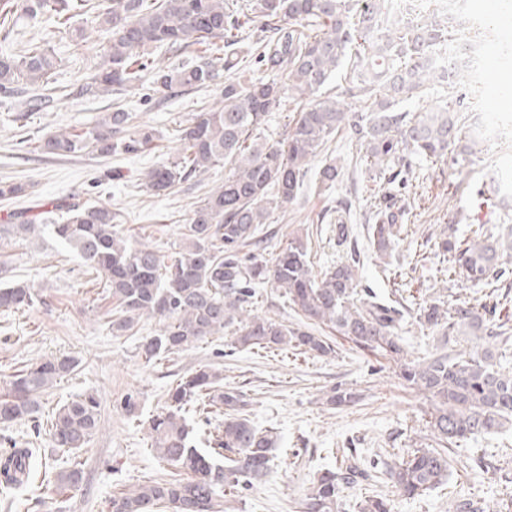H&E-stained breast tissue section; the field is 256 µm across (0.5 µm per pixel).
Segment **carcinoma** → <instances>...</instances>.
Returning <instances> with one entry per match:
<instances>
[{
	"label": "carcinoma",
	"mask_w": 512,
	"mask_h": 512,
	"mask_svg": "<svg viewBox=\"0 0 512 512\" xmlns=\"http://www.w3.org/2000/svg\"><path fill=\"white\" fill-rule=\"evenodd\" d=\"M30 18L56 19L66 25L76 15L94 13L109 36L107 58L91 82L69 90L70 96L104 93L140 86L146 72L152 85L201 88L224 71L219 105L194 114L180 136L181 152L146 176L147 188L172 192L196 173L218 163L229 166L224 183L194 208L184 226L179 256L166 266L148 245L130 242L119 212L74 196L50 202L51 208L32 219L0 223V247L49 233L75 253L81 264L104 280L115 300L108 325L112 334L131 330L136 321L153 316L159 332L142 339L140 353L148 361L192 347L224 328L239 324L235 343L251 348L288 345L320 356L334 352L314 331L246 315L256 285L270 283L284 290L288 301L307 319L331 327L357 346L382 351L401 361V375L435 399L432 428L442 442H457L499 431L512 419V362L494 357L491 343L512 347L508 326L499 321L498 304L463 302L451 312L433 303L420 308L418 322L443 336V348L423 362L404 361L398 336L401 311L362 286L357 255L321 275L313 272L308 250L299 236L289 240L272 261L244 249L266 237L270 215L293 202L303 184L305 168L319 148L345 132L365 142V159L375 177L406 187L417 165L453 155L455 113L465 96L415 114L405 106L430 92V83L454 89L460 70L440 73L432 60L452 57L448 48L454 29L448 11L417 16L407 10L396 19L392 0H254L240 15L225 0H0V29L10 34L17 11ZM249 27L254 64L269 79L245 82L233 76L241 62L234 32ZM215 53L209 61L185 63L175 71L156 69L145 52L181 53L192 46ZM57 60L46 42L20 52L0 49V92L20 84L49 90L54 86ZM352 75L343 94L366 104L347 112L340 100L325 92L341 68ZM313 97L277 141L256 135L270 113L285 107L287 96ZM133 116L118 107L104 112L82 132H49L38 149L56 155L95 153L99 156L138 153L157 139L149 126H135ZM340 175L329 163L319 173V190L332 187ZM401 212L385 204L370 232L374 246L385 252L397 236ZM453 253L459 276L470 283L499 280L509 274L501 262L500 245L473 238L460 247L444 240ZM39 294L25 281L0 288V308L32 307ZM459 336L487 343L456 353L446 345ZM77 361L54 357L12 375L0 393V424L27 421L38 411L42 395L69 375ZM220 375L204 366L184 377L167 394L166 406L148 425L154 447L168 462L190 474L187 479H160L112 496V512H221L224 492L234 494L262 480L270 469L278 435L256 427L245 414L243 391L218 385ZM224 425L197 446L190 415L221 410ZM101 420L93 392L59 407L50 418L48 444L61 468L44 471V481L76 491L84 481L75 454L86 447ZM36 448L0 453V492L8 495L34 476ZM392 487L409 498L448 482V451L417 448L410 454L381 461ZM372 470L353 453L339 464L320 470L303 499L304 512H341L344 487L373 480ZM359 512H391L387 499L368 496Z\"/></svg>",
	"instance_id": "1"
}]
</instances>
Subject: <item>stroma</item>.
<instances>
[{
  "label": "stroma",
  "mask_w": 512,
  "mask_h": 512,
  "mask_svg": "<svg viewBox=\"0 0 512 512\" xmlns=\"http://www.w3.org/2000/svg\"><path fill=\"white\" fill-rule=\"evenodd\" d=\"M75 29L87 35L79 51L71 39ZM42 37L55 47L59 92L39 112L28 109L34 94L28 86L0 93V180L29 187L27 196L0 200V217L27 218L43 204L76 193L112 205L123 215L122 230L132 241L149 244L165 263H172L189 214L223 184L225 168L200 172L170 194L147 191L142 178L161 161L175 157L180 127L219 98L223 78L202 89L156 92L146 84L110 96L70 98L63 96V88L84 82L97 70L107 41L82 19L66 31L23 15L15 21L9 41L19 49ZM496 63L483 87L467 88V109L456 116L464 154L451 163H423L405 196H397L392 185L359 166L365 153L362 140L340 134L308 163L297 199L270 216L271 237L261 251L265 259H273L299 236L319 274L356 250L363 285L404 311L399 334L411 361L426 360L443 344L437 331L416 319L425 304L438 300L451 308L492 294L512 311V278L466 283L453 271L452 254L440 246L442 240L460 241L473 234L502 244L512 240V196H504L493 179L496 170L512 166V144L469 138L479 116L512 124V87L500 86L502 71H512V58L500 55ZM112 102L131 112L135 124L156 129L157 148L109 159L33 151L31 143L38 136L79 130ZM330 162L341 175L331 189L318 190L319 171ZM395 197L406 212L393 247L383 255L371 244L368 228L376 206ZM17 280L33 285L41 301L31 308H0V388L22 366L47 357L71 356L78 366L43 395L34 419L0 426V439L47 447L41 430L52 412L86 391L101 398V423L78 453L86 472L79 490L62 493L37 481L12 493L10 506L0 505V512H112L113 494L176 477L177 468L153 447L147 425L129 420L118 402L134 392L143 414H154L164 406L173 381L203 366L219 372L223 386L245 393L246 412L258 428L281 437L271 472L250 489L226 496L225 512H303L315 473L333 464L334 452L342 448L357 449L368 462L438 445L430 426L432 396L410 386L390 357L360 348L326 326H316L315 331L334 347L327 356L292 348H243L228 328L205 343L148 363L139 344L158 333V319L141 317L125 335H113L107 324L113 308L108 290L53 240H20L0 249V286ZM251 310L291 328L307 324L281 290L269 284L257 288ZM335 387L354 392L356 401L327 405L326 396ZM376 494L389 498L392 512H454L458 498L489 504L495 512H512V428L449 444L448 482L439 488L406 498L394 493L382 476L370 485L345 488L342 512H358L360 502Z\"/></svg>",
  "instance_id": "obj_1"
}]
</instances>
